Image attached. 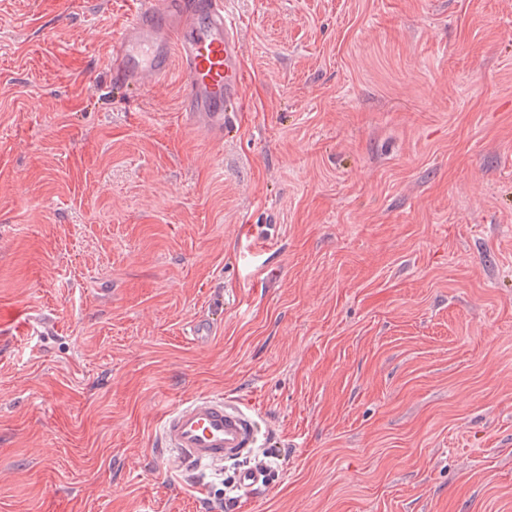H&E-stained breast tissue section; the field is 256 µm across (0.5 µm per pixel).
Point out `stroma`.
<instances>
[{
	"label": "stroma",
	"mask_w": 512,
	"mask_h": 512,
	"mask_svg": "<svg viewBox=\"0 0 512 512\" xmlns=\"http://www.w3.org/2000/svg\"><path fill=\"white\" fill-rule=\"evenodd\" d=\"M134 7L0 0V512H214L157 434L216 393L224 512H512V0H232L219 140L114 87ZM255 417L224 395H200L166 414L160 447L178 464L222 466L258 448ZM270 458L271 456L267 452H262L256 458L257 466L248 467L238 472L237 483L239 490L242 493V498L251 497L254 488L263 482L265 475L262 467L267 470Z\"/></svg>",
	"instance_id": "stroma-1"
}]
</instances>
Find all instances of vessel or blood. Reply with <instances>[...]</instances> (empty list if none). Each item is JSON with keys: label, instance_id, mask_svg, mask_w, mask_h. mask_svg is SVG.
Instances as JSON below:
<instances>
[{"label": "vessel or blood", "instance_id": "1", "mask_svg": "<svg viewBox=\"0 0 512 512\" xmlns=\"http://www.w3.org/2000/svg\"><path fill=\"white\" fill-rule=\"evenodd\" d=\"M238 31L227 0H140L111 53L113 82L139 85L179 66L186 75L182 112L187 125L224 135L241 99ZM259 442L255 417L239 402L200 395L166 414L160 445L176 464L220 466Z\"/></svg>", "mask_w": 512, "mask_h": 512}]
</instances>
